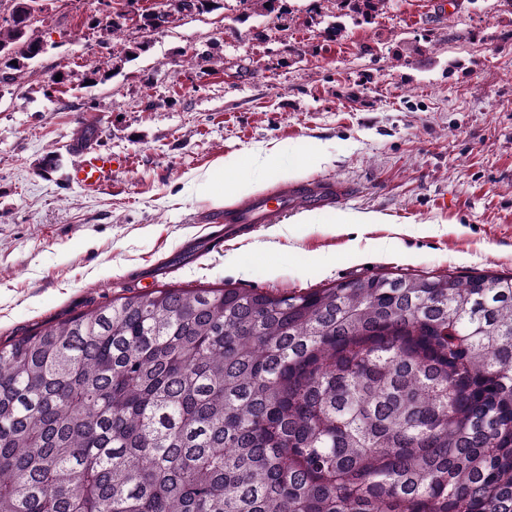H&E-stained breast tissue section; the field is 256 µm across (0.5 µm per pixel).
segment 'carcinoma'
<instances>
[{
	"label": "carcinoma",
	"mask_w": 512,
	"mask_h": 512,
	"mask_svg": "<svg viewBox=\"0 0 512 512\" xmlns=\"http://www.w3.org/2000/svg\"><path fill=\"white\" fill-rule=\"evenodd\" d=\"M32 26L0 23L1 82ZM0 512H512V275L127 288L11 339Z\"/></svg>",
	"instance_id": "cac0c4a2"
}]
</instances>
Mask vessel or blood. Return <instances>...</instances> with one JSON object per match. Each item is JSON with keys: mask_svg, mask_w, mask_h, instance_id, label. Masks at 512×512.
I'll return each mask as SVG.
<instances>
[{"mask_svg": "<svg viewBox=\"0 0 512 512\" xmlns=\"http://www.w3.org/2000/svg\"><path fill=\"white\" fill-rule=\"evenodd\" d=\"M125 164L123 157L112 152L94 147L83 149L68 168L66 179L85 191H98L111 182L113 174L122 170ZM353 195L351 183L331 178L287 182L273 192L250 196L224 209L205 213L204 222L223 225L224 232L215 237H202L200 243L214 248L222 245L225 237L258 230L282 216L337 207Z\"/></svg>", "mask_w": 512, "mask_h": 512, "instance_id": "1", "label": "vessel or blood"}]
</instances>
